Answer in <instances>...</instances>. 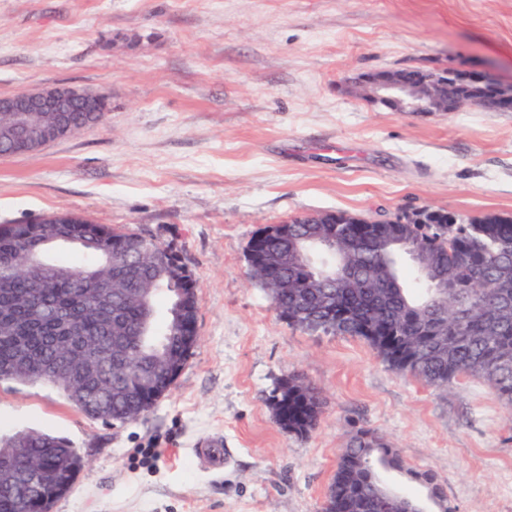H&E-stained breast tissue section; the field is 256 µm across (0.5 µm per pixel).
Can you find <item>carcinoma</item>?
<instances>
[{"instance_id": "obj_1", "label": "carcinoma", "mask_w": 512, "mask_h": 512, "mask_svg": "<svg viewBox=\"0 0 512 512\" xmlns=\"http://www.w3.org/2000/svg\"><path fill=\"white\" fill-rule=\"evenodd\" d=\"M69 132L98 120L93 112H72ZM417 224L352 222L333 228L348 243L338 259L314 244L327 229L307 216L274 229L267 251L308 247L300 258L276 271L286 288L269 292L274 308L288 306V323L322 318L331 308L350 314L336 328L367 340L395 372L442 388L461 376L489 381L499 398L512 403V215L487 213L466 224H444L447 213L425 209ZM396 234L442 268L455 288L439 296L420 281L415 291L406 279L400 253H380L377 239ZM57 245L77 249L84 259L49 258ZM169 255L159 243L116 231L85 217L59 224L49 216L26 224L24 233L0 225V381L46 382L86 416L105 422H131L147 413L171 388V366H185L198 337L196 279H188L192 298L181 302L182 316H159L158 297L170 293ZM345 266L353 282L315 287L312 274ZM117 288L104 297L100 282ZM98 352L102 373L76 382L69 363L51 371L59 355L81 361ZM277 423L307 433L318 422L315 388L290 377L269 395ZM27 449L38 469L56 471L44 491L42 508L72 487L81 460L69 444L37 429L0 435V512H20L22 489L10 484L16 469L13 449ZM402 459L401 450L370 429H359L343 449L323 512H371L384 473Z\"/></svg>"}]
</instances>
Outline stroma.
Returning a JSON list of instances; mask_svg holds the SVG:
<instances>
[{"instance_id": "35a3bbf8", "label": "stroma", "mask_w": 512, "mask_h": 512, "mask_svg": "<svg viewBox=\"0 0 512 512\" xmlns=\"http://www.w3.org/2000/svg\"><path fill=\"white\" fill-rule=\"evenodd\" d=\"M413 66L512 79V0H0V96L61 83L110 102L100 124L0 157V224L81 214L171 247L199 283V341L137 421L0 382L1 432L50 431L84 461L51 512H322L361 428L434 473L452 512H512V404L293 326L248 276L252 237L298 216L512 214V112H394L348 86ZM292 375L320 399L303 435L269 401ZM217 435L212 471L193 450Z\"/></svg>"}]
</instances>
